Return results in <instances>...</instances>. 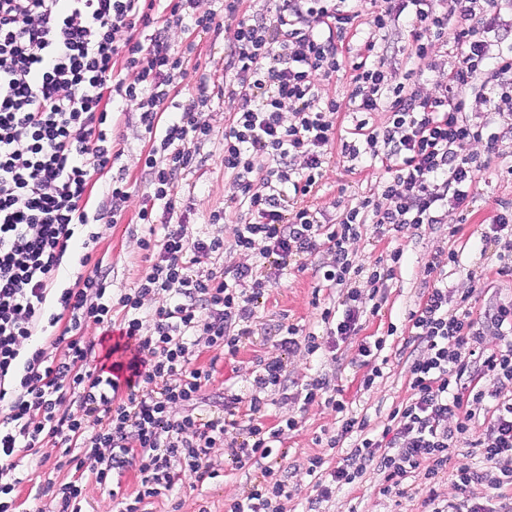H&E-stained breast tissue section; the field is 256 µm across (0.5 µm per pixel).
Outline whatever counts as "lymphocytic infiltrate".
<instances>
[{
  "mask_svg": "<svg viewBox=\"0 0 512 512\" xmlns=\"http://www.w3.org/2000/svg\"><path fill=\"white\" fill-rule=\"evenodd\" d=\"M197 0H0V512H16V456L38 454L46 443L62 447L69 465L100 485L136 467L135 494L121 496L120 512H141L145 501L172 492L183 478H215L210 451L226 447L236 467L260 465L262 479L229 500L224 512H282L288 482L271 459L295 418L269 426L260 393L287 390L279 358L260 360L254 391L224 398L221 413L199 418L190 408L210 384L213 367L192 360L198 337L227 357L253 336L257 303L271 285L270 270L284 271L306 257L329 253L319 265L323 282L339 288V307H325L320 320L338 351L358 332L361 319L378 313V293L394 279L404 251L365 266L351 243L362 229L401 233L443 223L449 208L469 205L470 188L487 166L478 144L495 147L512 139V0H383L363 16L361 0H276L273 9L240 16V0H224V17L234 21L224 53V95L241 107L224 126V168L234 173L235 198L244 217L233 228L236 250L254 255L249 265L225 269L201 281L189 270L223 250L220 236L186 239L179 224L164 225L162 238L144 237L151 271L137 288L113 295L101 271L90 269L84 240L79 260L85 275L74 287L53 292L55 273L71 248L75 228L91 223L87 209L90 167L112 162L106 127L111 105H133L145 131L158 113L173 111L161 145L167 167L154 155V198L173 215V179L196 160L197 146L211 132L201 107L210 97L211 76L201 75L195 92L174 100L171 87L185 78L181 56L155 32V14L169 12L176 23L191 20L207 28L214 13L193 15ZM367 23L372 38L356 63L345 101L322 100L320 81L339 72L340 43ZM410 30L409 58L428 71L439 68L437 48L457 54L445 79L431 89L391 83L378 39ZM483 99L490 121L471 123L468 97ZM293 122H285V109ZM357 112L352 139L342 154L369 158L386 175L373 196L343 210L336 223L322 222L310 198L336 134L333 117ZM385 112L384 125L369 114ZM498 249V273L512 277V204L502 205L480 237ZM458 254L436 255L426 264L434 283L408 320L423 355L408 363L409 398L389 416L381 434L349 411L326 375L296 392L303 405L321 404L340 417L330 447L351 441L341 465L321 475L312 456L316 502L336 488L351 486L367 471L382 477L379 492L405 495L407 479L422 476L429 487V512H512V299L473 311L472 291L451 297L448 269ZM158 297L150 318L143 300ZM56 300L60 313L48 310ZM122 326L106 349L111 360L86 367L94 341L89 325L108 328L113 312ZM58 328L50 347L31 346L41 326ZM488 336L505 337L486 348ZM80 411L63 410L67 397ZM476 449L481 464L463 467L452 492L435 486L448 469L450 448ZM487 488L482 500L472 485Z\"/></svg>",
  "mask_w": 512,
  "mask_h": 512,
  "instance_id": "1",
  "label": "lymphocytic infiltrate"
}]
</instances>
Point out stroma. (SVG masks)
I'll return each instance as SVG.
<instances>
[{
    "label": "stroma",
    "mask_w": 512,
    "mask_h": 512,
    "mask_svg": "<svg viewBox=\"0 0 512 512\" xmlns=\"http://www.w3.org/2000/svg\"><path fill=\"white\" fill-rule=\"evenodd\" d=\"M172 48L216 77L224 75V51L233 39L234 27L224 23L210 29L195 26L176 27L158 20ZM239 101L212 94L204 111L211 126V135L199 147L200 160L189 170L181 172L175 184L179 203L177 212L184 218L187 239L220 236L231 238L232 227L213 224L211 212L224 209L235 196V176L224 169V120L237 112ZM170 113L157 115L153 132H145L136 112H112L108 115L112 133V149L119 157L111 167L96 172L91 178L92 190L89 208H96L103 200L113 179L120 178L128 185L129 198L123 216L118 223L101 220L94 224L77 227L76 239L98 234L99 240L92 253L107 274L114 292L136 286L150 271L139 241L147 235L148 228L141 224L138 214L145 207H152L154 216H161V206L155 205L151 176L144 166L148 153H155L157 160H165L166 152L159 146ZM512 152V142L500 143L499 147L483 150L488 166L482 170L472 189L467 210L449 209L446 223L456 227L455 236L446 230L433 232L420 228L396 237L364 233L353 246L356 259L364 265H372L385 259L390 251L400 247L404 261L386 290V302L377 315L367 316L356 336L342 344L346 356H354L359 343L381 339L385 347L380 353L383 372L375 387L364 389L362 381L370 373L367 365L336 366L327 349L329 337L321 323L314 301L325 304L337 300L336 289L321 286L311 272L314 260H306L304 269H291L277 277L268 288L259 305L253 324L254 334L233 358H216L206 339H199L194 348L193 361L198 365L216 361V374L206 388L203 400L196 405L201 416L222 409L228 394L250 395L259 360L281 358L288 380L305 383L316 374H325L340 389V398L359 417L365 418L370 427L383 429L388 416L408 395L406 357L414 348V336L408 321L411 310L417 309L423 287L428 280L425 265L439 251L453 249L459 253V264L448 277L453 289L474 287L472 303L476 309L498 299L512 298V277L497 273L499 265L495 249H482L479 238L499 203L512 202V176L503 174L504 154ZM382 175L380 167H365L364 163L343 157L340 145H333L323 165L322 178L317 193L312 198L314 208L323 213L325 220L337 219L340 206H353L375 189V181ZM281 324H295L306 333H313L322 348L316 354L291 353L277 346L275 329ZM268 401L266 421L276 424L280 419L293 417L298 422L296 430L286 432L280 453V464L288 477L291 496L283 504L284 512H309L314 479L302 469V462L311 456L321 457L324 469L336 467L345 456L344 447H328L327 441L338 429L335 412L322 405L302 406L286 400L274 391L266 392ZM62 451L52 445H44L37 455L23 456L20 471L26 481L20 486L17 512H54L56 503L52 495L40 500L29 499L31 485H46L50 481L74 478L70 468H56L55 463ZM211 464L217 472L215 479L202 484L183 481L170 498L147 506L146 512H224V503L241 494L250 482L258 477L257 469H240L230 461L224 449L211 451ZM380 477L375 472L366 473L352 486L338 489L329 502L323 503L320 512H424L422 501L426 491L420 478L408 479L407 494L400 504L378 493Z\"/></svg>",
    "instance_id": "1"
}]
</instances>
